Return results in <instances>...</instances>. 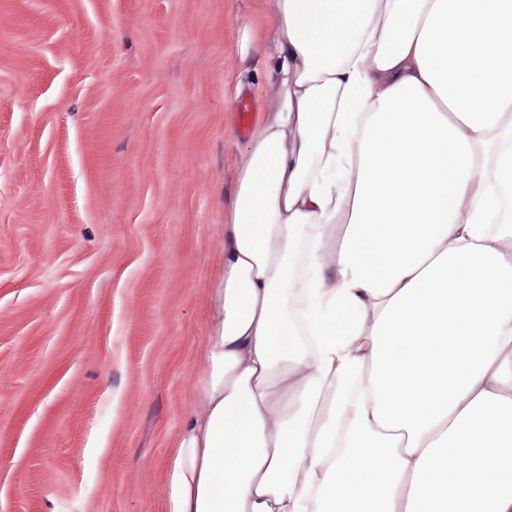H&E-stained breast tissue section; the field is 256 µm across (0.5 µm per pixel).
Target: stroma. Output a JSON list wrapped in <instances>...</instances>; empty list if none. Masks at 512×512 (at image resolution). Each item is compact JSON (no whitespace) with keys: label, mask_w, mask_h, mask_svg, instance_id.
I'll return each instance as SVG.
<instances>
[{"label":"stroma","mask_w":512,"mask_h":512,"mask_svg":"<svg viewBox=\"0 0 512 512\" xmlns=\"http://www.w3.org/2000/svg\"><path fill=\"white\" fill-rule=\"evenodd\" d=\"M262 0H0V512H164Z\"/></svg>","instance_id":"1"}]
</instances>
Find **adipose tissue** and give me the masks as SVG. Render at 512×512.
Here are the masks:
<instances>
[{
	"label": "adipose tissue",
	"mask_w": 512,
	"mask_h": 512,
	"mask_svg": "<svg viewBox=\"0 0 512 512\" xmlns=\"http://www.w3.org/2000/svg\"><path fill=\"white\" fill-rule=\"evenodd\" d=\"M265 2L165 512H512V0Z\"/></svg>",
	"instance_id": "1"
}]
</instances>
